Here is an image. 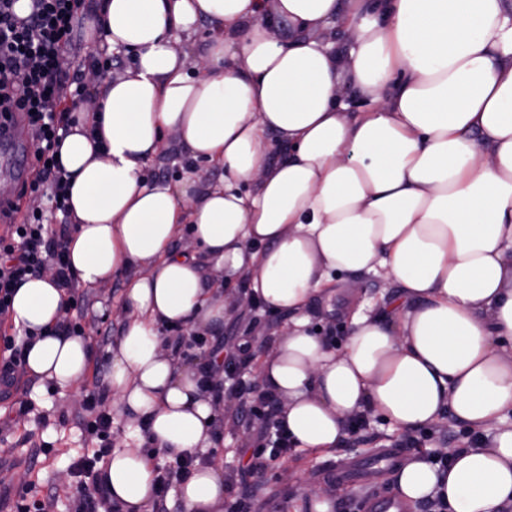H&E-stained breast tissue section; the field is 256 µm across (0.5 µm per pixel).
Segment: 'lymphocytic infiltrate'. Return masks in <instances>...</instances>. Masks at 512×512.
Listing matches in <instances>:
<instances>
[{
	"instance_id": "obj_1",
	"label": "lymphocytic infiltrate",
	"mask_w": 512,
	"mask_h": 512,
	"mask_svg": "<svg viewBox=\"0 0 512 512\" xmlns=\"http://www.w3.org/2000/svg\"><path fill=\"white\" fill-rule=\"evenodd\" d=\"M15 0H0V121L22 113L30 135L39 144L36 176L29 185L38 191L48 185L59 211H66L65 174L56 160L54 146L67 134L66 121L55 105L81 96L60 78L61 52L69 44L81 0H31L27 16H17ZM64 237L48 236L41 212L25 215L0 234V320L10 314L11 298L18 284L48 269L59 285L73 290L75 278L65 261Z\"/></svg>"
}]
</instances>
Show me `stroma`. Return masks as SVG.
Segmentation results:
<instances>
[{
  "label": "stroma",
  "instance_id": "1",
  "mask_svg": "<svg viewBox=\"0 0 512 512\" xmlns=\"http://www.w3.org/2000/svg\"><path fill=\"white\" fill-rule=\"evenodd\" d=\"M101 64L113 75L129 67L128 59L115 53L102 50L91 55L84 37L79 36L63 54L61 73L69 79L84 78L91 67ZM145 172L149 181H184L199 191L224 178L221 167L188 161L172 135ZM358 281L360 291L353 297L343 281H336L330 304L319 306L312 314L333 346H341L353 311L379 312L398 293L397 285L380 273L359 275ZM124 292L125 283L119 278L97 290L79 289L76 301L69 304L68 319L84 327L96 348L111 345L120 335L126 316ZM287 324L285 315L260 305L235 309L223 324L197 328V335L208 341L198 349V357L207 360L211 346L221 345L225 354L245 361L247 386L258 387L259 360L270 347V336ZM110 370L109 361L101 357L90 366L83 383L72 388L60 389L25 375L8 392L0 393V512H15L22 501L48 496L54 499V512H73L78 481L73 464L92 456L99 446L86 430L87 399ZM23 402L29 404L30 411L21 418L17 410ZM250 404L247 394L222 395L219 404L218 446L211 455L229 483L224 512H313L311 496L317 489L329 498L331 512H359V500L393 488L391 470L370 462L382 449H402L406 461L417 454L432 460L438 449L465 448L474 439L472 431L448 412L428 429L415 432L412 445L407 444L410 436L405 432L374 416L364 429L347 434L332 451L296 449L286 461H269L254 468L250 462L254 449L262 444L264 427L250 412Z\"/></svg>",
  "mask_w": 512,
  "mask_h": 512
}]
</instances>
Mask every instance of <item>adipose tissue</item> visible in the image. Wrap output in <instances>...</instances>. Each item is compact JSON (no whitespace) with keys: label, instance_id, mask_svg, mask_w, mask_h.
<instances>
[{"label":"adipose tissue","instance_id":"obj_1","mask_svg":"<svg viewBox=\"0 0 512 512\" xmlns=\"http://www.w3.org/2000/svg\"><path fill=\"white\" fill-rule=\"evenodd\" d=\"M211 25L204 54L178 34ZM87 48L123 53L95 75L59 156L74 224L67 260L84 288L125 278L128 312L104 349L101 389L141 427L100 480L119 512H152L154 454L216 447L201 365L164 327L222 322L228 297L203 269L247 280L246 297L287 314L259 367L295 447L337 448L356 416L403 431L444 412L482 441L447 466L397 469L406 506H512V0H100ZM276 142H269L268 134ZM175 136L223 168L202 192L156 184L148 160ZM281 157L271 161L272 147ZM188 232L193 253L171 245ZM383 272L399 287L380 314L354 313L342 348L313 328L337 276ZM67 295L49 273L15 291L24 368L66 388L96 352L56 326ZM186 512H224V473L196 464L177 484Z\"/></svg>","mask_w":512,"mask_h":512}]
</instances>
